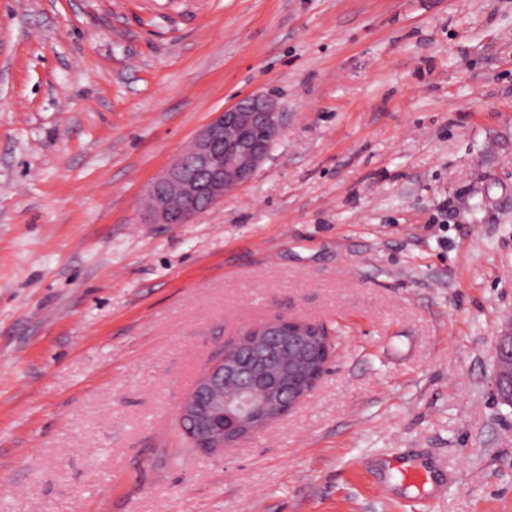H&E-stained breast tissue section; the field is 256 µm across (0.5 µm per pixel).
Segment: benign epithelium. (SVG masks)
I'll return each mask as SVG.
<instances>
[{"instance_id":"benign-epithelium-1","label":"benign epithelium","mask_w":512,"mask_h":512,"mask_svg":"<svg viewBox=\"0 0 512 512\" xmlns=\"http://www.w3.org/2000/svg\"><path fill=\"white\" fill-rule=\"evenodd\" d=\"M282 117L278 102L261 92L215 113L190 147L151 183L149 196L155 198L156 205L148 211V223L189 224L223 200L226 189L251 180L283 132ZM326 335L324 328L293 318L275 319L246 331L234 345V363L212 365L180 411L182 418H192L195 406L218 412L212 421L193 418L199 448L222 451L268 422L287 416L317 385L334 355ZM310 346L322 355L320 364L307 377L303 389L286 391L281 386V377L288 371L285 351L291 347L303 357ZM494 356L495 390L500 400L511 406V332L497 338ZM226 380L232 381L234 396L213 395Z\"/></svg>"}]
</instances>
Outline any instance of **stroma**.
<instances>
[{
  "label": "stroma",
  "instance_id": "1",
  "mask_svg": "<svg viewBox=\"0 0 512 512\" xmlns=\"http://www.w3.org/2000/svg\"><path fill=\"white\" fill-rule=\"evenodd\" d=\"M284 130L188 224L215 112ZM324 326L224 453L179 410L242 331ZM512 0H0V512H512ZM283 112L270 95L256 92L216 112L190 147L150 185L156 205L149 224H188L224 199L226 189L251 180L283 132ZM194 168V175L186 170ZM493 384L503 403L512 405V333L501 335L494 345Z\"/></svg>",
  "mask_w": 512,
  "mask_h": 512
}]
</instances>
